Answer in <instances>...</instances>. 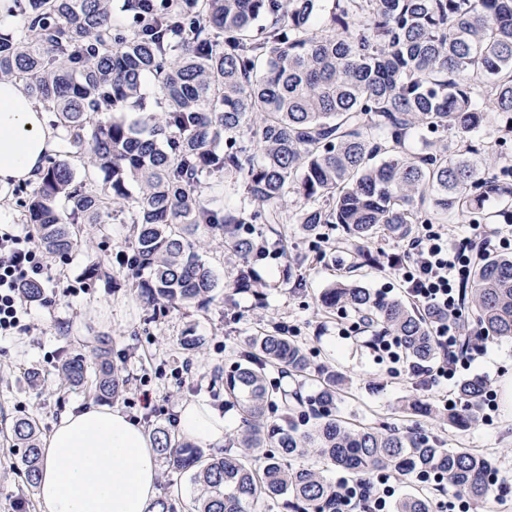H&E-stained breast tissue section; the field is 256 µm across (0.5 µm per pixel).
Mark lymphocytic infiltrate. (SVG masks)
Returning a JSON list of instances; mask_svg holds the SVG:
<instances>
[{
    "mask_svg": "<svg viewBox=\"0 0 512 512\" xmlns=\"http://www.w3.org/2000/svg\"><path fill=\"white\" fill-rule=\"evenodd\" d=\"M512 247V225L488 232L486 225H471L468 235L449 240L443 227L423 225L421 232L403 242L406 265L398 272L411 301L433 317L431 336L440 359L432 365L409 364L411 372L425 375L428 386L457 381L468 369L472 355L485 354L484 341H477L472 355L457 353V324L463 315L460 289L470 274L474 253ZM48 271L28 237L0 232V337L28 330L31 310L21 288L31 281L47 279ZM394 494L391 477L378 474L375 481L340 479L336 483V512H388Z\"/></svg>",
    "mask_w": 512,
    "mask_h": 512,
    "instance_id": "lymphocytic-infiltrate-1",
    "label": "lymphocytic infiltrate"
}]
</instances>
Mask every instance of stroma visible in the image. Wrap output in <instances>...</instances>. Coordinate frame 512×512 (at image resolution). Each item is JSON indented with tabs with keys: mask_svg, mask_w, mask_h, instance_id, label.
<instances>
[{
	"mask_svg": "<svg viewBox=\"0 0 512 512\" xmlns=\"http://www.w3.org/2000/svg\"><path fill=\"white\" fill-rule=\"evenodd\" d=\"M88 249L63 261L47 259L49 281L43 284V302L33 304L31 329L0 340V434L14 419L34 417L42 433H49L66 410L91 405L81 390L61 386L55 365L62 355L85 353L96 336L112 339V353L122 361L129 385L118 407L143 428L174 423L176 410L187 400H199L222 411L231 430H238L237 407L225 404L224 391L211 388L214 367L230 370L243 340L272 328L292 329L308 350L314 367L325 366L346 378L336 408L353 423L408 426L439 438L445 447L468 448L494 459L496 498L482 512H512V404L499 403L492 422L460 430L448 422L404 414L403 407L419 397L439 406L456 397V387L428 388L407 369H393L353 329L354 314L324 316L318 306L321 292L345 273L354 258L336 249L338 229H324V242L305 235L300 225L288 223L287 254L257 264L265 281L262 295L234 293V264L224 259L221 236L204 238L200 254L215 270L219 298L204 309L178 308L145 323L147 305L137 290V278L119 268L116 253L126 250L128 225L119 221L89 227ZM399 250L387 240L371 248L374 264L363 267V283L391 296L404 295L403 286L387 257ZM99 259L103 279L94 287L74 291L91 259ZM198 343L195 351L182 347L184 339ZM190 373H180L182 364ZM471 371L489 378L494 390L512 379V338L491 341ZM152 395L142 408V391ZM0 512H41L37 494L27 490L16 450L0 437Z\"/></svg>",
	"mask_w": 512,
	"mask_h": 512,
	"instance_id": "stroma-1",
	"label": "stroma"
}]
</instances>
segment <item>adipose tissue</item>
<instances>
[{"label":"adipose tissue","mask_w":512,"mask_h":512,"mask_svg":"<svg viewBox=\"0 0 512 512\" xmlns=\"http://www.w3.org/2000/svg\"><path fill=\"white\" fill-rule=\"evenodd\" d=\"M56 142L42 105L21 82L0 79V187L36 180ZM177 427L216 448L226 440L223 416L198 401L178 407ZM157 485L148 435L117 408L69 410L45 441L37 483L42 512H147Z\"/></svg>","instance_id":"1"}]
</instances>
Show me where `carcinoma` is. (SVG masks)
I'll return each instance as SVG.
<instances>
[{"instance_id":"carcinoma-1","label":"carcinoma","mask_w":512,"mask_h":512,"mask_svg":"<svg viewBox=\"0 0 512 512\" xmlns=\"http://www.w3.org/2000/svg\"><path fill=\"white\" fill-rule=\"evenodd\" d=\"M320 2L129 0L122 26L112 0H14L23 24H0V78L22 82L60 131L40 180L11 191L38 247L64 261L86 247L82 225L124 214L130 239L116 261L147 273L137 288L152 320L214 300L215 271L197 252L203 234L224 236L225 255L238 262L235 289L256 288L258 225L283 223L292 195L304 199L296 223L312 233L341 228L337 248L362 266L364 244L410 238L440 216L486 224L500 205L512 224V0H332L326 23ZM111 111L138 117L100 118ZM411 136L416 149L405 145ZM210 177L224 180L235 205L200 199ZM461 295L473 327L460 333L458 353L478 337L512 338V253L483 256ZM340 310L373 345L398 336L417 362L437 355L430 318L412 302L339 278L321 311ZM239 354L224 374V395L243 418L237 450L206 454L154 425L161 464L191 473L197 493L185 507L165 492L147 512H267L282 498L293 512H336L334 484L303 462L311 454L349 474L402 476L414 493L396 512H431L429 493L445 485L476 512L494 494L487 456L346 421L336 372L320 374L313 400L269 381L270 367L298 381L312 375L286 330L249 337ZM58 373L100 401L128 384L106 335L90 358L65 359ZM484 388L478 377L461 383L464 409L448 412V423H474ZM39 432L24 416L9 436L30 490L42 465Z\"/></svg>"}]
</instances>
